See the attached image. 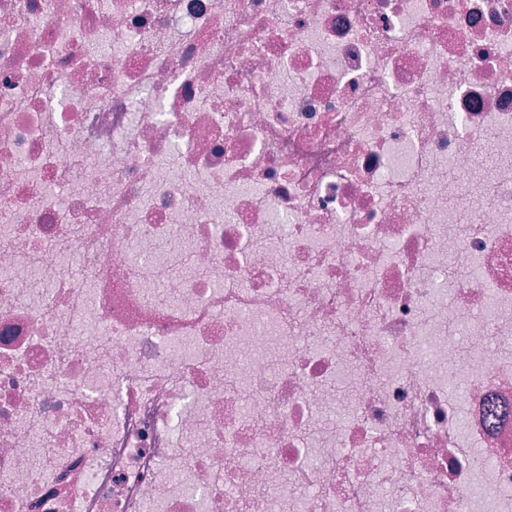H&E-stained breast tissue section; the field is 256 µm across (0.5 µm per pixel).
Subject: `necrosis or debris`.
Listing matches in <instances>:
<instances>
[{
	"instance_id": "obj_1",
	"label": "necrosis or debris",
	"mask_w": 512,
	"mask_h": 512,
	"mask_svg": "<svg viewBox=\"0 0 512 512\" xmlns=\"http://www.w3.org/2000/svg\"><path fill=\"white\" fill-rule=\"evenodd\" d=\"M0 512H512V0H0Z\"/></svg>"
}]
</instances>
